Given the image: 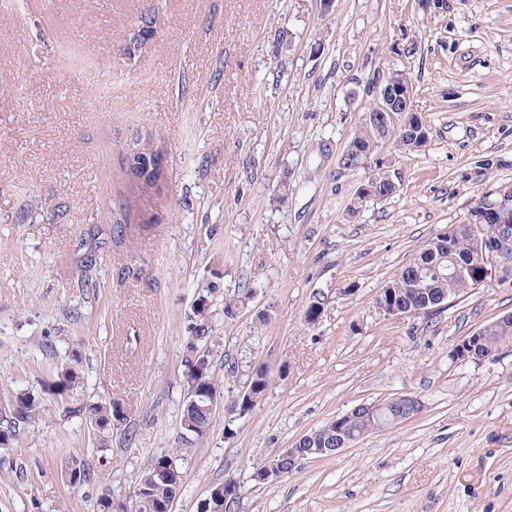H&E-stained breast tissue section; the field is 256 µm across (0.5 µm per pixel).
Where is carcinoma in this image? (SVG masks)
Returning a JSON list of instances; mask_svg holds the SVG:
<instances>
[{"label": "carcinoma", "instance_id": "obj_1", "mask_svg": "<svg viewBox=\"0 0 512 512\" xmlns=\"http://www.w3.org/2000/svg\"><path fill=\"white\" fill-rule=\"evenodd\" d=\"M393 142L396 148L418 151L426 142L412 134L389 128L386 121L363 118L359 128L345 147L339 163L347 170H354L369 163L378 154L381 145ZM492 233L502 240L500 261L512 271V185L504 186L495 193L483 197L470 211L468 222L454 224L448 231L425 241L415 254L382 288L375 298V307L404 306L410 309L425 308L424 301L440 296L446 300L468 294L492 282V266L483 269L473 266V258L481 246L483 233ZM190 336L182 357L183 376L187 394L180 418L182 439L193 445L210 432L214 409L210 397L221 392L215 378L212 349L206 347L212 332V304L210 295L200 294L188 316ZM476 340L470 342L469 362L479 365L505 346H512V316L486 323L475 330ZM286 376L277 371H257L251 378L252 397L233 396L228 399L231 412L244 416L264 398L275 379ZM84 379L83 355L74 348L65 362L46 381L41 394L20 392L10 398L12 405L0 419V447L10 445L16 438L17 429L42 415L43 397L63 399L78 387ZM66 412L85 417L92 430L99 434V444H106L105 433L113 426L124 423L132 412L131 405L120 399L97 402L89 406L66 408ZM418 412L406 407H394L384 402L373 416L365 417L355 412L338 417L342 435L354 442L359 437L391 425L403 423ZM336 442V431L322 426L304 435V448H330ZM235 494L226 499L206 493L208 512H236L243 494L240 483L227 479ZM182 483V473L177 458L164 454L136 479L134 497L128 502L134 512H167Z\"/></svg>", "mask_w": 512, "mask_h": 512}]
</instances>
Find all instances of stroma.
<instances>
[{
  "instance_id": "stroma-1",
  "label": "stroma",
  "mask_w": 512,
  "mask_h": 512,
  "mask_svg": "<svg viewBox=\"0 0 512 512\" xmlns=\"http://www.w3.org/2000/svg\"><path fill=\"white\" fill-rule=\"evenodd\" d=\"M147 13L158 32L130 49ZM397 71L429 141L385 145L397 191L352 213L371 168L339 157ZM146 143L168 160L160 198L124 172ZM510 185L512 0H335L326 14L318 0H0V400L40 392L74 347L85 374L0 448V512H98L176 448L173 512H197L230 476L240 512H512V347L452 357L512 312V291L413 316L373 305L423 242ZM146 212L156 227L113 242L116 220ZM207 288L225 394L260 362L289 371L250 413L217 410L187 450L186 315ZM234 291L248 300L228 317ZM398 395L421 413L254 483L302 435ZM113 398L132 413L103 446L63 411ZM76 453L91 479L73 487L61 465Z\"/></svg>"
}]
</instances>
